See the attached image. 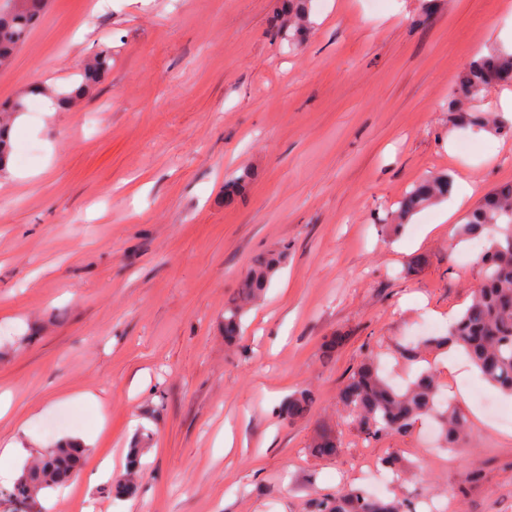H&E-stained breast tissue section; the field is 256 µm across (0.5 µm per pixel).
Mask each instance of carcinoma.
I'll return each instance as SVG.
<instances>
[{
  "label": "carcinoma",
  "mask_w": 512,
  "mask_h": 512,
  "mask_svg": "<svg viewBox=\"0 0 512 512\" xmlns=\"http://www.w3.org/2000/svg\"><path fill=\"white\" fill-rule=\"evenodd\" d=\"M308 0H287L279 33L293 36L303 29L308 16ZM46 0H12L10 9L0 10V69L7 67L19 46L45 7ZM110 68L107 50L96 53L83 64L76 85L61 98L70 105L85 97ZM512 82V54L492 50L472 58L458 83L451 91L448 107L459 116L463 127H489L497 134L512 136V123L497 122L487 115L469 112L464 106L487 89ZM453 182L446 175L422 181L406 192L399 201L396 227L427 204L447 198ZM493 231L490 245L480 257L482 277L473 290L472 301L447 333L425 338L398 349L400 357L409 362L422 359L427 349L462 348L479 370L480 376L504 393L512 394V183H504L490 192L466 216L460 233L480 237ZM283 253L271 252L255 259L240 283L237 301L224 309V338L232 342L241 334V303L257 299L269 278L278 268ZM440 386L432 368L420 371L404 390L392 387L380 374L377 362L369 359L353 371L337 395L340 415L352 423L366 439L378 440L407 432L422 416L436 419L439 445L456 447L468 428V420L460 411L448 407L439 409ZM313 405L312 394L300 391L290 396L279 408L282 418L290 421L306 416ZM311 448L321 458H331L340 448V440L330 428L322 429ZM141 449L130 450L129 473L116 481L110 492L118 497L136 493L135 475L140 470ZM87 449L58 444L40 454L25 469L12 488L0 493L19 501L35 500L49 487L65 483L82 465ZM316 512H404L396 499L371 496L361 487L340 490L322 498Z\"/></svg>",
  "instance_id": "cac0c4a2"
}]
</instances>
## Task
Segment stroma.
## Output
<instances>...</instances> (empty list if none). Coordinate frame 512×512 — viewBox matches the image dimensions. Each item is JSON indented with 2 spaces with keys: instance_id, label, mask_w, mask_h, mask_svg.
<instances>
[{
  "instance_id": "stroma-1",
  "label": "stroma",
  "mask_w": 512,
  "mask_h": 512,
  "mask_svg": "<svg viewBox=\"0 0 512 512\" xmlns=\"http://www.w3.org/2000/svg\"><path fill=\"white\" fill-rule=\"evenodd\" d=\"M281 4L48 0L0 70V104H25L0 170V444L24 451L0 488L59 440L96 436L77 481L32 504L0 495V512H314L394 450L411 478L380 498L512 512V397L469 361L426 357L470 421L457 447H431V418L370 442L336 413L367 356L408 384L399 346L471 301L480 253L459 228L512 181V137L457 126L448 92L512 28V0H311L290 42ZM103 49L102 81L53 108ZM441 174L480 191L396 227L402 195ZM281 247L225 343V304ZM304 389L310 413L283 421ZM325 426L341 446L321 459L309 445ZM137 445L138 491L112 498L98 468L126 472ZM283 257V253L277 251L257 257L253 266L241 280L237 300L248 302L257 299L266 288L269 278L278 268Z\"/></svg>"
}]
</instances>
